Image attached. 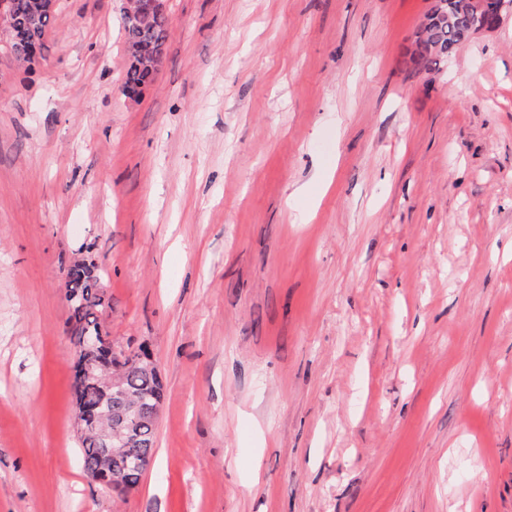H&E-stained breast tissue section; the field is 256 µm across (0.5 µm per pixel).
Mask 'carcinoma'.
Masks as SVG:
<instances>
[{
  "instance_id": "carcinoma-1",
  "label": "carcinoma",
  "mask_w": 512,
  "mask_h": 512,
  "mask_svg": "<svg viewBox=\"0 0 512 512\" xmlns=\"http://www.w3.org/2000/svg\"><path fill=\"white\" fill-rule=\"evenodd\" d=\"M14 33L10 41V53L18 61L30 62L33 50H42L44 41L52 29L56 11L44 13L34 20L32 0H10ZM474 18L467 12L456 14L444 23L437 18L435 7L424 16L420 34L416 36L413 63L419 71L439 68L440 62L452 58L462 46L458 35ZM125 36L127 66L124 77L126 94L133 95L155 79L156 58L162 56L170 36V22L165 0H158L156 10L146 19L132 21L122 15ZM67 279L74 285L76 298L69 310L68 327L71 339L81 344L88 339H98L103 364L99 369L102 384L123 382L125 394L110 400L108 418L99 427L114 431L132 432L133 441L124 448L112 452L101 448L89 430L80 436L79 452L82 468L93 479L105 485L123 480L129 491L138 486L141 476L150 464L156 442L154 400L163 395V385L157 371L149 362L150 353L145 347L131 355L117 356L111 353L112 341L99 339L100 319L110 307L111 298L100 292L96 284L104 282V272L95 262L84 259L74 262L68 269ZM75 394L93 402L101 398L99 390L83 383L79 372H74Z\"/></svg>"
}]
</instances>
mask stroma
<instances>
[{
    "label": "stroma",
    "instance_id": "1",
    "mask_svg": "<svg viewBox=\"0 0 512 512\" xmlns=\"http://www.w3.org/2000/svg\"><path fill=\"white\" fill-rule=\"evenodd\" d=\"M431 0H125L0 55V512H512V19L438 72ZM165 384L154 458L83 471L63 285ZM157 8L152 13L156 1L139 0L137 10L129 17L143 21H132L122 13V28L125 36L127 66L124 77V90L127 95L138 94L142 88L155 79L157 68L154 61L161 58L170 36V22L166 1L157 0ZM153 62V64H152Z\"/></svg>",
    "mask_w": 512,
    "mask_h": 512
}]
</instances>
